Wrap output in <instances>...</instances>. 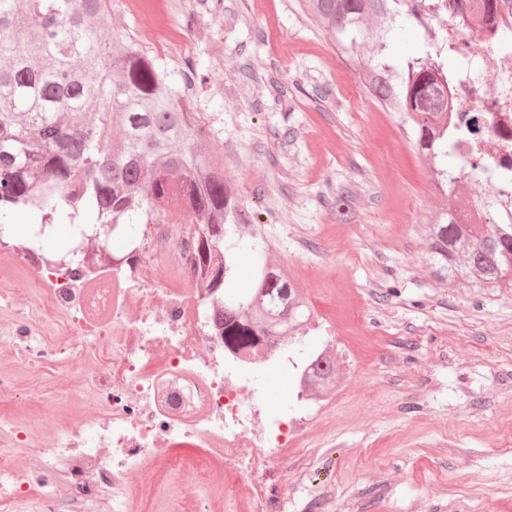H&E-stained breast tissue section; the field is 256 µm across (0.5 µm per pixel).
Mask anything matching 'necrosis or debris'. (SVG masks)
<instances>
[{"label":"necrosis or debris","mask_w":512,"mask_h":512,"mask_svg":"<svg viewBox=\"0 0 512 512\" xmlns=\"http://www.w3.org/2000/svg\"><path fill=\"white\" fill-rule=\"evenodd\" d=\"M457 60L448 78L453 118L483 119L479 140L455 149L471 194H490L494 223H512V47L489 32L449 25ZM100 238L74 234L66 255L0 239V345L17 367L66 360L84 371L81 401L90 410L51 438L38 427L0 417V502L33 503L54 512L50 486L65 475L67 493L84 512H129L133 475L176 448L233 464L264 512L265 486L276 464L310 461L303 450L311 424L272 410L256 378L260 362L288 361L285 338L268 353L224 344L218 317L224 294L206 288L180 243L159 233L145 247L156 270L139 260L96 263ZM30 288L17 304L15 275ZM250 453H242V444ZM35 457L38 471L17 470L10 457Z\"/></svg>","instance_id":"1"}]
</instances>
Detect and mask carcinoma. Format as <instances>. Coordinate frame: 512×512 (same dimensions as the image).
Returning <instances> with one entry per match:
<instances>
[{"mask_svg":"<svg viewBox=\"0 0 512 512\" xmlns=\"http://www.w3.org/2000/svg\"><path fill=\"white\" fill-rule=\"evenodd\" d=\"M302 0V7L360 71L375 100L397 114L429 162L445 205L425 230L426 263L441 281L483 291L512 288V224L491 217L460 224L457 210H480L448 174V41L428 21L459 25L494 18L508 0ZM115 0H0V219L35 214L54 231L139 224L175 201L193 225L192 260L206 287L224 292V343L249 352L261 338L297 342L312 314L299 286L269 258L260 213L224 181L210 133L191 98L166 81L159 60L115 32ZM402 19L422 31L416 57L391 62L387 34ZM254 257L249 294L233 295L235 250ZM308 387L329 393L339 379L324 346L303 358Z\"/></svg>","mask_w":512,"mask_h":512,"instance_id":"carcinoma-1","label":"carcinoma"}]
</instances>
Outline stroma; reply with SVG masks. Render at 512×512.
Here are the masks:
<instances>
[{
  "mask_svg": "<svg viewBox=\"0 0 512 512\" xmlns=\"http://www.w3.org/2000/svg\"><path fill=\"white\" fill-rule=\"evenodd\" d=\"M120 25L178 81L196 59V112L212 158L260 211L271 258L340 339L333 406L307 437L311 467L276 472L269 512H512V289L434 279L421 226L442 200L391 113L367 93L300 0H145ZM353 203L339 218L336 197ZM19 406L59 402L51 371L19 377ZM183 449L138 484L131 512H172L203 478Z\"/></svg>",
  "mask_w": 512,
  "mask_h": 512,
  "instance_id": "1",
  "label": "stroma"
}]
</instances>
